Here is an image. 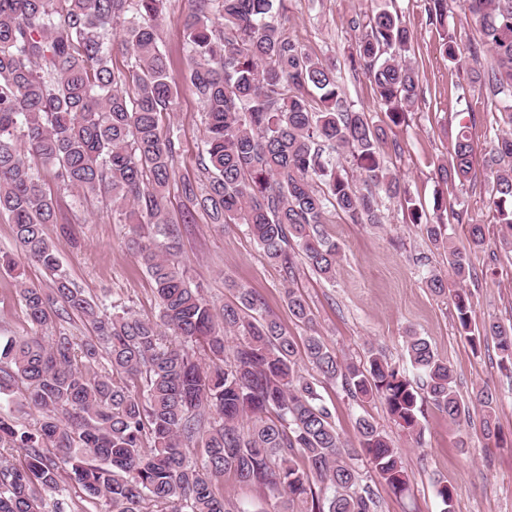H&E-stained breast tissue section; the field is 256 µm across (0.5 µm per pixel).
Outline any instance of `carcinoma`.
Returning a JSON list of instances; mask_svg holds the SVG:
<instances>
[{"label": "carcinoma", "mask_w": 512, "mask_h": 512, "mask_svg": "<svg viewBox=\"0 0 512 512\" xmlns=\"http://www.w3.org/2000/svg\"><path fill=\"white\" fill-rule=\"evenodd\" d=\"M167 0H0V216L13 224L24 262L42 269L50 289L29 285L8 255L0 269L19 279L33 334L0 340V396L20 393L42 413L31 427L0 411V512H67L52 498L63 479L49 457L62 456L68 477L112 512H234L214 490L227 472L264 489L273 512H379L355 466L368 458L394 493L410 478L373 418L356 421L358 447L336 431L317 384L339 385L355 401L374 397L403 428L416 432L428 401L452 421L466 414L447 362L415 334L406 338L423 392L382 355L343 361L324 341L300 291L285 300L306 330L288 334L264 300L247 288L217 308L191 287L173 260L181 229L167 217L181 140L162 127L180 83L203 105L199 175L178 186L216 224H243L269 261L292 274L295 255L323 280L336 274L340 249L323 225L382 222L376 195H396L399 178L380 152L382 129L347 101L341 70L309 53L285 27L288 0H187L182 18L188 70L171 71L160 27ZM429 24L442 32L439 52L455 63L448 0H424ZM495 59L485 74L505 130L486 166L494 184L486 202L512 230V0H462ZM120 29L119 42L112 41ZM346 61L375 85L390 121H405L418 98L410 61L412 36L385 4L363 22ZM126 55L116 67L114 51ZM459 131L439 180L466 181L475 147ZM361 172L356 184L341 159ZM38 164L85 200L104 197L128 224L130 245L153 281L159 306L143 318L116 302L88 298L61 270L44 226L55 201ZM408 217L443 251L457 288L434 274L428 286L451 293L456 319L471 343L496 341L512 365V324L472 318V252L483 248L480 224L459 246L442 220H422L404 197ZM152 232H143V225ZM70 314L93 335L80 342L42 332ZM206 345L207 357L194 345ZM313 373L306 374L297 354ZM110 369L95 370L99 360ZM203 441L201 464L189 460ZM22 453L16 463L5 455Z\"/></svg>", "instance_id": "cac0c4a2"}]
</instances>
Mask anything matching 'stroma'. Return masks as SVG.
I'll return each mask as SVG.
<instances>
[{
  "label": "stroma",
  "mask_w": 512,
  "mask_h": 512,
  "mask_svg": "<svg viewBox=\"0 0 512 512\" xmlns=\"http://www.w3.org/2000/svg\"><path fill=\"white\" fill-rule=\"evenodd\" d=\"M383 2L290 0L286 26L312 54L342 66L349 103L383 128L384 157L417 207L431 216L437 213V203H446L441 215L460 245L466 244L470 225H483L485 246L472 255L478 274L469 284L473 318L512 323V251L502 245L512 230L496 223L485 206L492 175L479 166L471 181L446 184L435 174L437 164L448 157L463 109L475 113L470 135L479 153H487L492 145L499 129L497 99L487 87L471 81L472 70L489 68L490 53L458 0H452L448 16V33L460 44V60L455 64L440 54L439 34L427 20L423 0H391L413 36L412 60L419 73L415 106L405 122L393 124L369 77L344 67L355 37L352 19L365 18ZM187 7V0H167L161 25L164 48L178 72L186 66L180 19ZM202 122L199 99L181 90L175 112L163 119L164 126L178 129L181 136L177 177L198 172ZM45 182L57 201V221L46 225L45 232L63 270L87 296L114 300L141 316L154 317L158 311L154 284L126 247L127 225L120 223L111 206L86 205L53 177ZM379 208L383 219L378 224H348L337 218L325 225L327 236L341 248L331 283L303 265L294 281H287L281 269L264 258L244 225L214 224L201 212L183 231L176 258L190 283L201 286L211 303L233 301L236 288L251 289L295 336L303 335L304 328L290 314L284 290L290 285L299 288L325 341L341 358L358 364L374 348L406 366V333L428 339L452 368L455 388L469 405V417L454 423L427 403L419 417L421 432L415 435L395 422L380 400L356 402L340 386L328 385L320 393L334 415L336 430L345 443H355L357 417L370 415L401 456L411 484L403 498L392 493L366 460L356 462L382 512H441L435 492L441 482L455 489L453 512H512V373L501 369L494 341L471 346L457 324L451 298L428 288V278L447 275L448 265L419 226L407 223L401 199L380 196ZM18 288L11 275L0 272V336L31 331ZM480 388L492 395L493 413L473 403V393ZM491 427L496 435H488Z\"/></svg>",
  "instance_id": "35a3bbf8"
}]
</instances>
